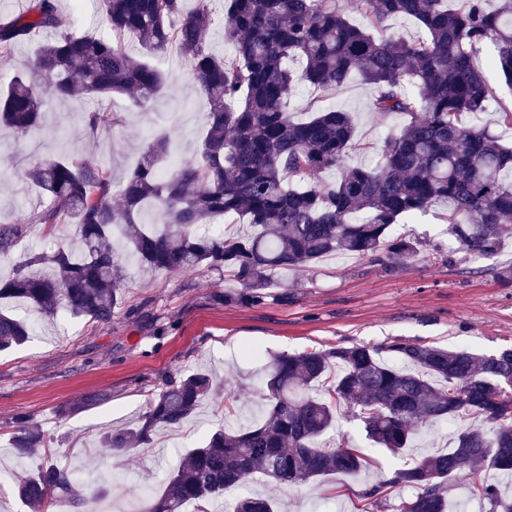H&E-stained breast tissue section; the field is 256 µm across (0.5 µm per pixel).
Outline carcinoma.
Segmentation results:
<instances>
[{
    "instance_id": "1",
    "label": "carcinoma",
    "mask_w": 512,
    "mask_h": 512,
    "mask_svg": "<svg viewBox=\"0 0 512 512\" xmlns=\"http://www.w3.org/2000/svg\"><path fill=\"white\" fill-rule=\"evenodd\" d=\"M117 39L62 28L57 0H26L0 24V55L37 33L52 35L23 72L0 92V125L18 135L43 123L45 98L126 95L139 106L163 90L165 73L152 58L176 45L209 102L200 160L173 172L167 136L152 138L124 180L122 205H112V180L102 166L47 157L25 171L50 199L38 224L76 226L79 251L57 245L29 255L0 283V302H21L45 317L61 310L107 324L122 302L126 269L112 249L119 232L141 267L158 272L224 271L244 288L237 302L259 305L280 269L312 267L339 253L379 260L410 258L420 242L391 229L419 213L441 210L448 235L469 254L491 258L512 224V105L497 109L496 128L466 118L493 97L487 73L474 63L486 45L490 66L512 86V0H356L357 23L336 0H227L224 37L234 46L220 56L209 44L213 0H95ZM406 17L424 35L408 40L390 21ZM135 38L142 57L121 37ZM301 79L329 90L357 74L373 87L372 111L393 122L382 144L355 139L350 113L325 107L296 121L284 98ZM351 151L372 153L374 164L349 166ZM338 173L325 182L316 176ZM151 209L156 220L143 221ZM230 219L246 233L224 237L201 227ZM0 224V259L23 234ZM31 325L0 308V350L30 338ZM216 390L197 371L165 385L139 420L106 432L100 444L116 452L139 448L159 427L177 428ZM266 413L248 428H219L185 454L162 492L141 512H210L226 491L259 474L299 485L329 474L356 473L377 461L352 444L326 441L341 407L360 421L369 443L402 459L393 477L362 492L374 512L385 489L411 486L416 495L397 512H449V479L465 468L489 467L512 476V347L480 355L404 340L281 354L266 379ZM449 420L454 447L403 458L418 432ZM18 457L37 460L14 493L30 512L63 501L81 512L84 494L72 469L41 452L45 435L20 415L10 443ZM471 494L485 512H512V497L475 483ZM233 512H279L260 496L236 498Z\"/></svg>"
}]
</instances>
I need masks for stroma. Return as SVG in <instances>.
<instances>
[{"label":"stroma","instance_id":"stroma-1","mask_svg":"<svg viewBox=\"0 0 512 512\" xmlns=\"http://www.w3.org/2000/svg\"><path fill=\"white\" fill-rule=\"evenodd\" d=\"M160 64L168 84L149 106L126 96L50 98L42 130L25 137L0 131V223L24 227L11 259L0 262L1 277H9L15 262L28 254L76 241L74 225L32 221L49 200L24 172L41 159L100 163L117 187L143 146L165 132L180 165L197 160L207 98L192 83L176 49H168ZM372 97V87L354 76L330 92L295 85L286 108L298 119L321 106L342 108L352 113L358 140L375 142L388 122L372 112ZM98 111L110 122L89 132L86 117ZM402 231L423 242L413 259L385 255L370 262L334 256L312 268L279 270L272 275L271 298L261 305L235 303L242 287L224 274L155 273L131 259L124 301L109 323L64 311L43 319L22 310L32 336L0 351V512H24L12 484L36 466L9 448L20 414L43 430L57 461L85 483L88 512H115L122 498L142 500L157 492L186 451L223 424L227 395L239 400L235 424L258 423L266 374L276 355L337 344L377 346L394 339L486 355L512 346V284L502 277L512 269V239L497 256L482 259L460 250L435 213L417 215ZM199 369L215 374L223 388L202 401L180 428L157 429L148 447L125 454L100 447L102 431L132 423L166 381ZM89 395L95 403L70 412L72 403ZM376 457L378 467L356 475L337 473L289 487L255 477L248 488L276 500L280 512H364L362 490L389 479L399 465L384 452ZM102 470L112 481L103 494L96 480Z\"/></svg>","mask_w":512,"mask_h":512}]
</instances>
